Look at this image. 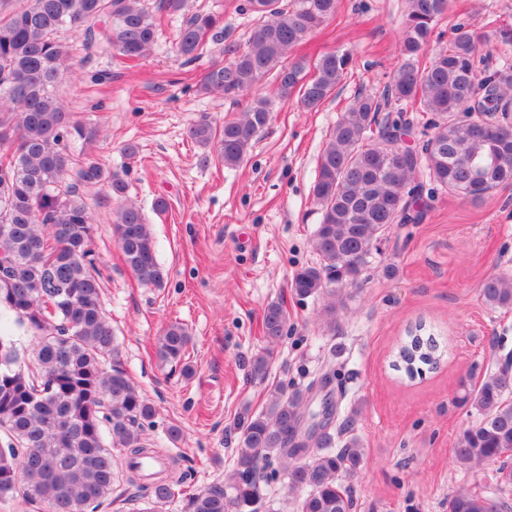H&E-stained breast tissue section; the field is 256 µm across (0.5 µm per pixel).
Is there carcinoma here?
<instances>
[{
    "label": "carcinoma",
    "instance_id": "cac0c4a2",
    "mask_svg": "<svg viewBox=\"0 0 512 512\" xmlns=\"http://www.w3.org/2000/svg\"><path fill=\"white\" fill-rule=\"evenodd\" d=\"M0 0V498L46 505L53 512H87L112 497L124 475L143 478L139 460L159 455L147 429L155 408L123 367L112 325L102 304L93 252L95 225L89 190L102 180L100 164L69 149L92 130L65 111L57 88L73 59L63 29L79 35L81 62L100 53L136 60L155 41L157 15L177 12L184 0ZM247 0L254 24L244 45L223 47V60L204 71L199 89L233 102L272 76L286 96L296 92L313 111L348 76L352 55L333 51L306 77L288 51L333 19L338 0ZM400 62L385 94H359L337 120L325 143L313 186L321 220L312 238L317 262L298 270L290 288L302 298L322 297L324 325L336 330V304L369 265L376 243L396 224H416L426 200L441 190L480 201L512 185V62L479 67V40L464 25L448 45L424 61L435 26L449 0H404ZM222 18L198 11L186 19L178 51L194 61L208 51L206 39H223ZM270 108L257 98L239 118L217 128L203 118L188 133L202 146L216 143L224 165H240ZM423 128L421 146H404L402 135ZM115 234L126 265L145 285L159 286L163 272L148 224L134 206L116 209ZM492 309L512 308V275L487 278L479 289ZM288 325L280 302L263 312L267 347L252 361L264 379L273 350ZM37 342L31 360L21 356L13 327ZM190 341L180 323L159 337L160 360L179 363ZM443 349L422 323L395 347L392 367L410 382L439 368ZM312 385L277 386L258 413L240 416L241 435L224 483L192 493L186 512H356L341 480L364 462L353 433L356 412L340 432L325 424L306 438L298 430L310 412ZM454 402L475 420L462 428L453 463L469 472L499 462L493 475L498 496L460 486L448 512H512V359L486 369L471 387L461 383ZM123 459L118 461L112 449ZM277 463L288 495L262 496L264 466ZM178 460L168 473L138 486L147 512H165L182 482Z\"/></svg>",
    "mask_w": 512,
    "mask_h": 512
}]
</instances>
